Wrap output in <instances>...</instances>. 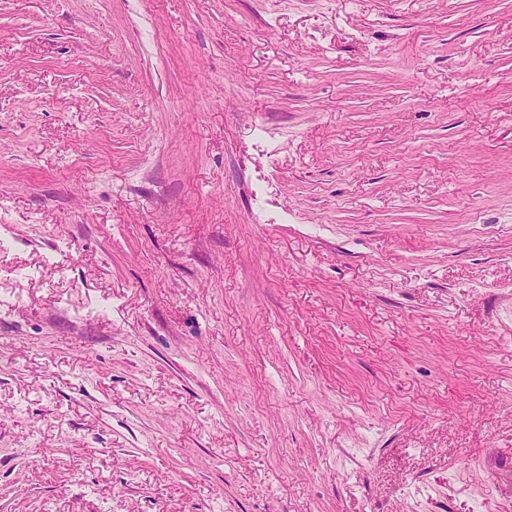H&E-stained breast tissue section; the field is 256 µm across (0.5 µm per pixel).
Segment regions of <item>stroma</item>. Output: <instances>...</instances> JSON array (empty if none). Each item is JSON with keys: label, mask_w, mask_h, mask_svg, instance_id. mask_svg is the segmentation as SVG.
Wrapping results in <instances>:
<instances>
[{"label": "stroma", "mask_w": 512, "mask_h": 512, "mask_svg": "<svg viewBox=\"0 0 512 512\" xmlns=\"http://www.w3.org/2000/svg\"><path fill=\"white\" fill-rule=\"evenodd\" d=\"M0 512H512V0H0Z\"/></svg>", "instance_id": "35a3bbf8"}]
</instances>
